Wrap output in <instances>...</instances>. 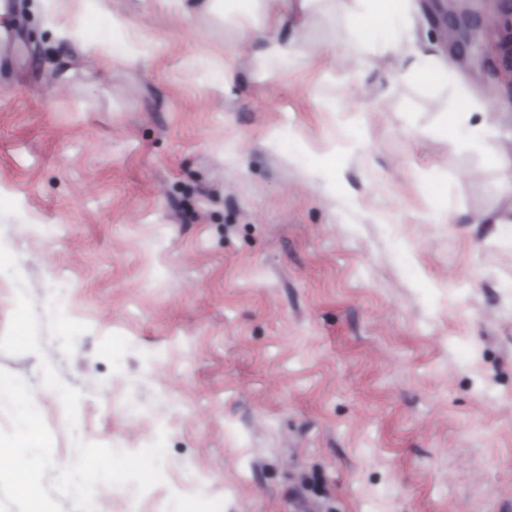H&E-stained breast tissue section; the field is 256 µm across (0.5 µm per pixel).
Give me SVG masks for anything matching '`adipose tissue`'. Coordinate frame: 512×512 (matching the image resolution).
<instances>
[{"instance_id": "1", "label": "adipose tissue", "mask_w": 512, "mask_h": 512, "mask_svg": "<svg viewBox=\"0 0 512 512\" xmlns=\"http://www.w3.org/2000/svg\"><path fill=\"white\" fill-rule=\"evenodd\" d=\"M344 10L343 45L351 55H358L367 45H374L386 63L392 81L408 78L444 82L455 69L452 58L427 53L417 47L411 29L397 24L411 10L410 0H340ZM325 0H178L184 13L213 11L223 6L225 16L234 19L239 41L264 42L262 59L288 63L294 52L293 41L269 39L270 27L288 25L300 30L310 15L319 12ZM384 24L388 36L374 37L376 24ZM454 125L461 131L467 146L488 149L489 161L502 170L512 169V133L497 130L494 113L473 106L452 113Z\"/></svg>"}]
</instances>
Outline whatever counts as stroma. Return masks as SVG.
Instances as JSON below:
<instances>
[{
  "instance_id": "35a3bbf8",
  "label": "stroma",
  "mask_w": 512,
  "mask_h": 512,
  "mask_svg": "<svg viewBox=\"0 0 512 512\" xmlns=\"http://www.w3.org/2000/svg\"><path fill=\"white\" fill-rule=\"evenodd\" d=\"M494 20L448 82L393 86L335 9L285 66L170 0L0 13V333L26 291L43 349L0 369L57 465L166 438L162 482L96 512H512V237L480 221L512 171L448 120Z\"/></svg>"
}]
</instances>
